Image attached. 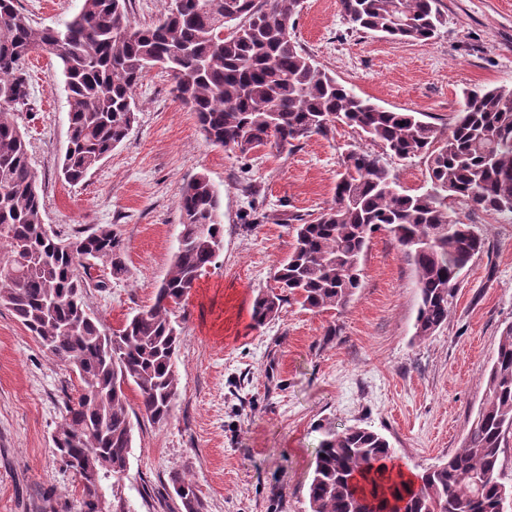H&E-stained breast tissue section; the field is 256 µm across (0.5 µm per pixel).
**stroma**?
Instances as JSON below:
<instances>
[{
	"mask_svg": "<svg viewBox=\"0 0 512 512\" xmlns=\"http://www.w3.org/2000/svg\"><path fill=\"white\" fill-rule=\"evenodd\" d=\"M31 23L58 27L82 0H19ZM444 23L428 43L352 31L340 0H302L295 41L345 85L378 105L448 130L465 90L512 88V0H440ZM31 101L15 114L44 197V221L69 236L109 226L127 271L95 263L87 304L118 328L154 301L182 222L185 186L206 174L219 191L223 249L179 313V395L152 424L130 398L132 454L121 495L128 512H176L170 478H192L203 512H309L317 423L368 426L420 472L461 448L486 396L502 329L512 323V217L456 205L487 245L463 272L447 323L415 336L416 274L386 230L361 262L343 313L288 301L251 328L260 292L291 253V218L333 199L339 160L376 143L340 125L290 152L247 156L209 143L193 112L153 68L135 92L136 120L121 144L77 184L64 181L69 104L58 59L32 55ZM254 187L255 196L245 194ZM341 328L327 336L329 325ZM80 382L0 306V512H81L78 477L52 437Z\"/></svg>",
	"mask_w": 512,
	"mask_h": 512,
	"instance_id": "stroma-1",
	"label": "stroma"
}]
</instances>
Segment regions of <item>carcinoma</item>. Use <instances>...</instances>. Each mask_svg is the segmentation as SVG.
Here are the masks:
<instances>
[{
	"mask_svg": "<svg viewBox=\"0 0 512 512\" xmlns=\"http://www.w3.org/2000/svg\"><path fill=\"white\" fill-rule=\"evenodd\" d=\"M128 0H83L62 26L35 27L16 0H0V301L57 362L78 374L81 390L56 431V454L79 477L82 510L90 507L83 449L120 485L132 453L127 390L154 424L165 423L179 393L176 313L223 245L220 197L205 174L179 199L183 222L170 271L152 305L117 329L86 303L88 255L126 273L122 240L104 226L86 235H43V196L15 111L30 91L25 62L34 53L59 59L71 133L61 172L79 183L128 135L133 93L159 65L176 98L194 112L211 144L245 156L258 148L290 152L301 141L346 125L400 160L427 165V188L409 193L384 158L351 150L342 158L333 203L313 219L294 217V247L275 273L278 290L257 295L252 321L274 319L288 299L314 312L344 311L361 285V259L384 228L413 265L420 292L415 335L448 322L462 271L484 239L455 218L450 203L512 215V89L465 94L447 136L412 112H395L339 82L292 39L301 0H185L157 21L135 27ZM439 0H340L351 29L425 43L443 22ZM239 27L219 37L224 18ZM310 512H497L512 496L503 482L512 446V323L501 332L487 393L462 448L415 475L409 486L386 473L394 450L380 432L319 424ZM179 512H202L193 480L174 474Z\"/></svg>",
	"mask_w": 512,
	"mask_h": 512,
	"instance_id": "carcinoma-1",
	"label": "carcinoma"
}]
</instances>
